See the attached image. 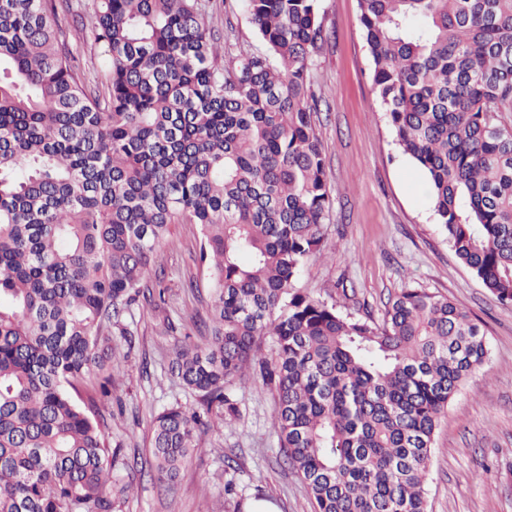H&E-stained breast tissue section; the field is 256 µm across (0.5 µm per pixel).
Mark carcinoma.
<instances>
[{
	"label": "carcinoma",
	"instance_id": "cac0c4a2",
	"mask_svg": "<svg viewBox=\"0 0 512 512\" xmlns=\"http://www.w3.org/2000/svg\"><path fill=\"white\" fill-rule=\"evenodd\" d=\"M68 0H0V512H113L134 470L106 442L108 328L164 301L156 252L200 227L211 267L204 344L172 371L195 407L158 413L166 491L197 432L238 414L253 371L274 398L279 465L316 512H427L441 415L489 356L444 296L405 288L381 321L295 287L333 255L309 61L319 0H244L265 53L226 66L211 0H94L105 80L85 82L58 22ZM380 105L455 255L512 302V0H359ZM271 338L275 356L263 351Z\"/></svg>",
	"mask_w": 512,
	"mask_h": 512
}]
</instances>
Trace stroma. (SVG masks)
<instances>
[{"label":"stroma","mask_w":512,"mask_h":512,"mask_svg":"<svg viewBox=\"0 0 512 512\" xmlns=\"http://www.w3.org/2000/svg\"><path fill=\"white\" fill-rule=\"evenodd\" d=\"M209 26L224 35V58L261 52L241 0H217ZM329 32L310 60V84L320 97L316 131L324 149L332 207L324 228L335 256H310L301 291L337 302L354 317L381 318L402 289L448 297L485 330L489 358L449 402L434 436L426 491L430 512H512V303L498 302L454 254L442 235L423 172L399 150L377 98L358 0H320ZM199 229L172 225L157 257L166 302L133 305L113 338L132 346L112 372V396L101 410L113 447L148 463L154 415L193 393L171 373L175 342L199 341L210 314V275L198 259ZM239 415L198 433L190 463L159 493L150 472L134 477L114 512H246L266 499L279 512H314L299 477L275 463L279 451L274 399L259 378L233 386ZM235 461L225 466V453Z\"/></svg>","instance_id":"stroma-1"}]
</instances>
